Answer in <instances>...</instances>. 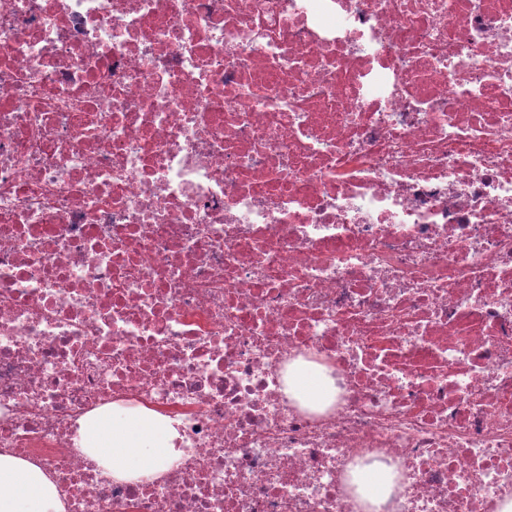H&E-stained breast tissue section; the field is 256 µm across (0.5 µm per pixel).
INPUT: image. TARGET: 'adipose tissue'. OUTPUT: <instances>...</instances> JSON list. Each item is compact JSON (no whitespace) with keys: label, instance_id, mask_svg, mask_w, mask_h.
Wrapping results in <instances>:
<instances>
[{"label":"adipose tissue","instance_id":"1","mask_svg":"<svg viewBox=\"0 0 512 512\" xmlns=\"http://www.w3.org/2000/svg\"><path fill=\"white\" fill-rule=\"evenodd\" d=\"M288 395L315 410L334 398L331 380L321 370L300 364L288 371ZM83 452L114 480L161 475L180 456L178 432L170 419L142 407H113L80 422ZM368 512H378L394 487L386 467H369L355 479ZM0 512H65L54 483L32 462L0 452Z\"/></svg>","mask_w":512,"mask_h":512}]
</instances>
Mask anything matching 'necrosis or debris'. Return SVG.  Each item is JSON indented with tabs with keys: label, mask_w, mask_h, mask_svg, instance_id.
I'll return each mask as SVG.
<instances>
[{
	"label": "necrosis or debris",
	"mask_w": 512,
	"mask_h": 512,
	"mask_svg": "<svg viewBox=\"0 0 512 512\" xmlns=\"http://www.w3.org/2000/svg\"><path fill=\"white\" fill-rule=\"evenodd\" d=\"M115 403L161 478L81 451ZM0 450L65 512H364L374 462L503 512L512 0H0ZM319 370L294 364L288 371V396L311 409L322 410L334 398L332 381ZM81 450L112 479L159 476L181 455L172 421L142 407L112 406L80 421Z\"/></svg>",
	"instance_id": "1"
}]
</instances>
